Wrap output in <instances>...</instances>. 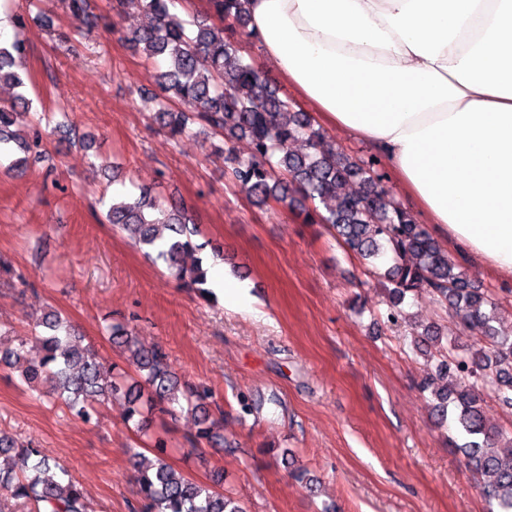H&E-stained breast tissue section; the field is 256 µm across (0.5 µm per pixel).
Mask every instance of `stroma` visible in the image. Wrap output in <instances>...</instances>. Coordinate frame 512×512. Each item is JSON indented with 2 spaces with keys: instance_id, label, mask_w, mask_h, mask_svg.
<instances>
[{
  "instance_id": "35a3bbf8",
  "label": "stroma",
  "mask_w": 512,
  "mask_h": 512,
  "mask_svg": "<svg viewBox=\"0 0 512 512\" xmlns=\"http://www.w3.org/2000/svg\"><path fill=\"white\" fill-rule=\"evenodd\" d=\"M91 3L95 18L84 29L58 0L9 4L28 18L18 34L28 45L29 97L49 111L66 108L91 148L54 135L25 174L0 167V257L28 281L15 288L0 276V346L34 333L52 308L99 356L121 365L104 320L136 316L139 345L162 347L179 378L211 391L229 445H190L197 430L190 414L164 423L148 417V433L167 429L180 445L173 468L204 484L222 474L246 512H320L331 503L336 512H488L465 457L432 422L422 385L439 386L436 364L386 322L383 282L323 225L301 223L293 207L254 205L210 135L172 140L151 102L158 65L129 41L145 21L139 0L119 14L108 0ZM40 12L52 27L36 22ZM229 35L294 111H305L257 42L237 27ZM321 130L357 160L374 162L388 195L415 210L370 145L340 128ZM144 188L190 209L208 250L222 252L226 277L245 286L251 312L220 297L206 302L97 223L102 201ZM464 267L497 299L498 328L511 331L512 277L476 262ZM403 310L417 327L462 335L426 293L409 294ZM20 371L0 368V432L57 458L83 488L89 512H139L127 454L137 429L124 419L125 400L99 405L87 421L21 386ZM243 395L262 409L243 414ZM296 468L314 477L313 487L291 477Z\"/></svg>"
}]
</instances>
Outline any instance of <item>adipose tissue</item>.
<instances>
[{
    "label": "adipose tissue",
    "mask_w": 512,
    "mask_h": 512,
    "mask_svg": "<svg viewBox=\"0 0 512 512\" xmlns=\"http://www.w3.org/2000/svg\"><path fill=\"white\" fill-rule=\"evenodd\" d=\"M249 33L458 258L512 276V0H248Z\"/></svg>",
    "instance_id": "1"
}]
</instances>
